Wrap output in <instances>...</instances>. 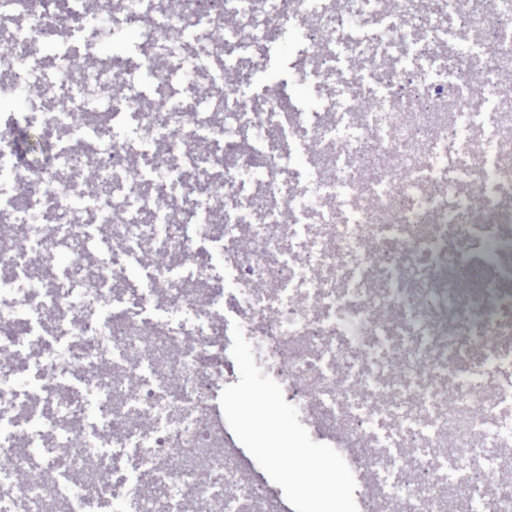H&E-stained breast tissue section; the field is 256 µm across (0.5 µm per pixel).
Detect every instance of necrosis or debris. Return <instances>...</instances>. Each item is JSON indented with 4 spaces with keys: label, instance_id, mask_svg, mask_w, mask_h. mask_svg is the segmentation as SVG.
I'll return each instance as SVG.
<instances>
[{
    "label": "necrosis or debris",
    "instance_id": "necrosis-or-debris-1",
    "mask_svg": "<svg viewBox=\"0 0 512 512\" xmlns=\"http://www.w3.org/2000/svg\"><path fill=\"white\" fill-rule=\"evenodd\" d=\"M234 8L238 24L217 22ZM0 0V352L36 361V389L0 373V512H165L192 496L201 512H255L266 492L237 480L211 449L226 420L213 399L229 378L217 313L233 309L263 371L282 388L311 438L341 451L352 471L372 459L391 480L394 512H446L431 469L512 446V0H454L422 14L392 0ZM378 18L375 40L351 39L361 69L385 74L390 97H326L319 110L277 97L261 108L236 88L197 112L174 104L199 87V54L265 73L252 50L279 43L301 58L293 84L351 79L336 33ZM476 27L467 63L449 26ZM413 45L411 69L389 71L387 49ZM89 64L73 70V55ZM123 66L125 80L114 86ZM496 80L492 111L445 94L444 76ZM72 109L58 107L62 95ZM54 138L51 161L20 174V126ZM218 127L220 162L199 154ZM110 187L84 205L83 155ZM183 171L217 183L209 223L153 192ZM220 250L224 285L211 287ZM161 252L147 287L126 291L124 268ZM111 294L97 320L77 316ZM484 352L486 383L448 387L426 363L448 346ZM400 357L396 377L372 383L358 358ZM97 394L85 422L83 389ZM479 407L474 418L471 407ZM27 474L25 488L15 478Z\"/></svg>",
    "mask_w": 512,
    "mask_h": 512
}]
</instances>
